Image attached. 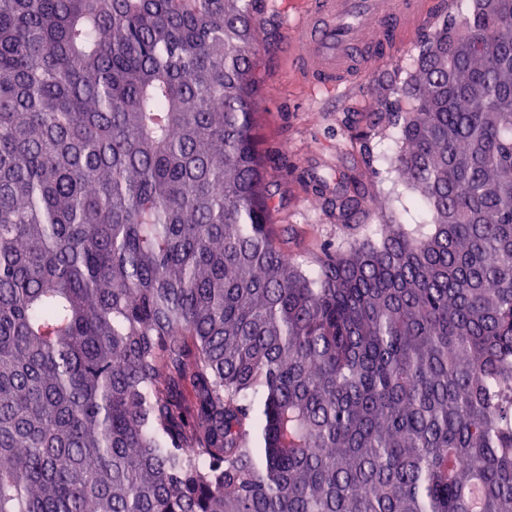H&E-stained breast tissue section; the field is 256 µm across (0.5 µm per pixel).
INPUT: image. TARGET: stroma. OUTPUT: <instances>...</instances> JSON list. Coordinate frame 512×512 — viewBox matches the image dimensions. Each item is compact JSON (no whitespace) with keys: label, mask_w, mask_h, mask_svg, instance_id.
I'll return each mask as SVG.
<instances>
[{"label":"stroma","mask_w":512,"mask_h":512,"mask_svg":"<svg viewBox=\"0 0 512 512\" xmlns=\"http://www.w3.org/2000/svg\"><path fill=\"white\" fill-rule=\"evenodd\" d=\"M304 0H262L258 43L262 89L257 100L259 136L275 153L271 179L275 190V223L290 239L289 252L313 259L336 240V211L315 197L310 183L335 178L337 172L362 173L356 133L377 100L407 76L416 44L438 24L423 21L401 51L363 84L342 97H330L300 83L283 49L289 23Z\"/></svg>","instance_id":"1"}]
</instances>
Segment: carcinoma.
Instances as JSON below:
<instances>
[{"label": "carcinoma", "instance_id": "1", "mask_svg": "<svg viewBox=\"0 0 512 512\" xmlns=\"http://www.w3.org/2000/svg\"><path fill=\"white\" fill-rule=\"evenodd\" d=\"M258 4L0 0V512H512V0L420 40L313 262Z\"/></svg>", "mask_w": 512, "mask_h": 512}]
</instances>
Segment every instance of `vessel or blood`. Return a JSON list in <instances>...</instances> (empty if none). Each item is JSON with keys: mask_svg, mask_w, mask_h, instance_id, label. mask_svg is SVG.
<instances>
[{"mask_svg": "<svg viewBox=\"0 0 512 512\" xmlns=\"http://www.w3.org/2000/svg\"><path fill=\"white\" fill-rule=\"evenodd\" d=\"M431 0H306L288 36V62L306 85L336 92L390 60Z\"/></svg>", "mask_w": 512, "mask_h": 512, "instance_id": "b4317fda", "label": "vessel or blood"}]
</instances>
